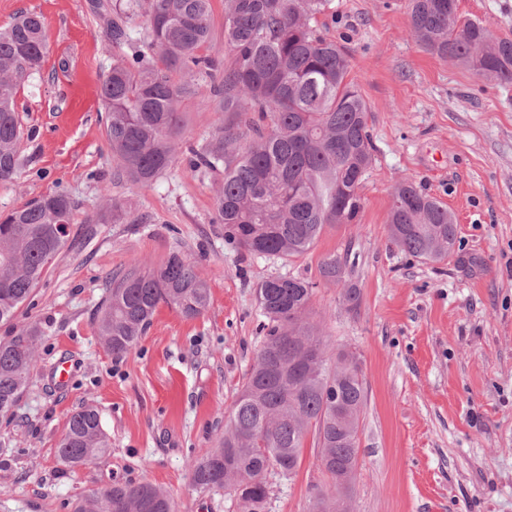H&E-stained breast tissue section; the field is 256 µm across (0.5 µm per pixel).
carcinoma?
Returning <instances> with one entry per match:
<instances>
[{
  "instance_id": "carcinoma-1",
  "label": "carcinoma",
  "mask_w": 512,
  "mask_h": 512,
  "mask_svg": "<svg viewBox=\"0 0 512 512\" xmlns=\"http://www.w3.org/2000/svg\"><path fill=\"white\" fill-rule=\"evenodd\" d=\"M330 0H224V61L204 55L211 36V0H124L96 4L118 52L102 81L105 135L121 175L149 188L173 164L179 107L197 78H219L216 109L225 114L212 139L188 150L191 169L224 175L216 223L224 239L245 252L288 260L314 248L325 227L352 224L359 193L374 161L368 130L370 107L348 80L350 56L318 32ZM416 42L442 59L481 76L512 84V39L496 36L480 20L462 18L458 0H408ZM146 32L127 43L138 15ZM129 44V50L121 46ZM48 50L39 15L25 13L0 29V181L25 163L24 128L15 107L20 84L38 73ZM268 122V132L242 142L241 125ZM72 219L62 193L0 215V323L19 307L49 271L66 243L56 233ZM390 242L421 262L455 252L457 224L448 207L409 179L391 192ZM320 278L342 288L347 310L360 306L347 259L325 256ZM316 284L292 275L259 283L264 342L238 393L217 445L190 464L193 485L224 488L225 477L252 480L240 496L245 512H264L267 475L284 477L299 467L307 442L317 448L328 487L312 512H346L340 503L358 472L361 418L367 402L357 355L347 349L328 363L320 328L310 322ZM207 282L196 261L170 251L157 268L134 265L112 278L97 320L98 335L114 354L131 351L161 304L186 318L209 306ZM40 333L23 327L0 341V413L12 410L27 387ZM111 443L97 407L73 413L57 457L78 468L104 456ZM74 512H175L171 496L150 482H115L80 500Z\"/></svg>"
}]
</instances>
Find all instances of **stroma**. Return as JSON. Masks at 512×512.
<instances>
[{
	"mask_svg": "<svg viewBox=\"0 0 512 512\" xmlns=\"http://www.w3.org/2000/svg\"><path fill=\"white\" fill-rule=\"evenodd\" d=\"M34 12L48 52L22 84L27 162L0 181V212L62 192L74 202L70 233L52 269L0 325L37 326L28 388L0 414V512H72L91 490L144 480L178 512H244L225 490L203 492L190 463L213 448L263 340L258 284L278 274L315 282L309 318L328 354L357 352L368 391L351 512H512V85L476 75L419 46L405 0H330L322 31L345 47L349 77L370 105L375 160L356 223L326 227L288 262L252 256L214 223L220 179L190 169L188 146L208 141L223 113L200 77L180 106L181 148L147 189L118 177L106 114L92 97L112 64V37L93 0H0V28ZM459 13L512 38V0H459ZM403 178L448 206L459 248L422 263L388 241L389 193ZM124 210L112 214L107 197ZM183 247L210 287L197 318L159 306L137 346L112 354L96 315L112 275L161 265ZM347 254L357 312L322 282L321 260ZM71 363L59 388L53 369ZM95 405L112 442L106 456L71 469L56 448L72 413ZM265 512H311L325 484L314 448L292 477L268 475Z\"/></svg>",
	"mask_w": 512,
	"mask_h": 512,
	"instance_id": "1",
	"label": "stroma"
}]
</instances>
